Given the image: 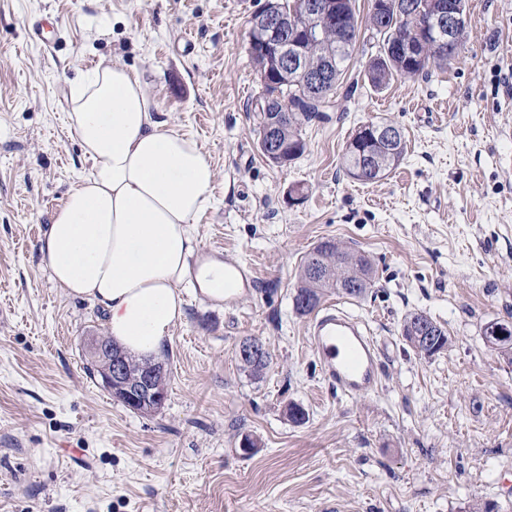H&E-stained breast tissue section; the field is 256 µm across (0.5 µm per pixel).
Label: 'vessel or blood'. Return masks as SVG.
<instances>
[{
  "label": "vessel or blood",
  "mask_w": 512,
  "mask_h": 512,
  "mask_svg": "<svg viewBox=\"0 0 512 512\" xmlns=\"http://www.w3.org/2000/svg\"><path fill=\"white\" fill-rule=\"evenodd\" d=\"M224 265L231 283L224 303L233 306L254 286V270L230 259ZM308 335L322 377L336 393L361 397L377 389L383 368L381 351L363 321L332 304L311 320Z\"/></svg>",
  "instance_id": "b4317fda"
}]
</instances>
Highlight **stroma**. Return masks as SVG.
<instances>
[{
  "label": "stroma",
  "instance_id": "stroma-1",
  "mask_svg": "<svg viewBox=\"0 0 512 512\" xmlns=\"http://www.w3.org/2000/svg\"><path fill=\"white\" fill-rule=\"evenodd\" d=\"M264 4L0 0V512H512V364L482 338L488 322L512 324V90L499 80L512 74V0H468L464 60L381 92L361 85L357 46L335 112L307 126L285 168L260 155L246 110L260 90L246 32ZM42 16L55 21L45 46L28 35ZM102 61L139 73L160 120L202 144L215 180L196 231L256 270L233 308L185 292L158 357L168 397L148 414L90 376L86 340L107 335L105 314L58 286L39 252L91 173L67 114L72 86ZM369 121L400 126L407 153L364 184L342 154ZM326 239L377 268L364 298L323 297L382 349L381 383L363 398L328 388L292 305L305 255ZM413 312L447 328L446 351L407 346ZM254 337L272 355L258 377L237 356Z\"/></svg>",
  "mask_w": 512,
  "mask_h": 512
}]
</instances>
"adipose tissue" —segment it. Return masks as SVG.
<instances>
[{"mask_svg": "<svg viewBox=\"0 0 512 512\" xmlns=\"http://www.w3.org/2000/svg\"><path fill=\"white\" fill-rule=\"evenodd\" d=\"M70 103L91 174L70 188L39 252L51 279L107 311L117 345L159 353L184 316L182 285L224 298V264L201 259L194 229L214 170L195 138L158 119L137 73L97 65Z\"/></svg>", "mask_w": 512, "mask_h": 512, "instance_id": "ef3b65f1", "label": "adipose tissue"}]
</instances>
